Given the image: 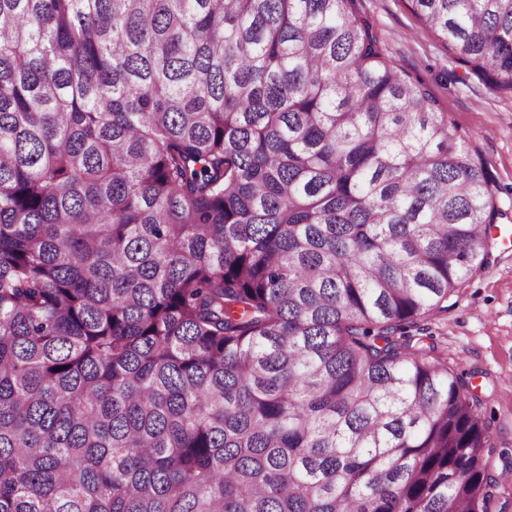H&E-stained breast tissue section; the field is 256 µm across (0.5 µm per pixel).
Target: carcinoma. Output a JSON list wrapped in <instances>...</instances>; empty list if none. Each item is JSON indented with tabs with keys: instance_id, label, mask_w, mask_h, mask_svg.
I'll list each match as a JSON object with an SVG mask.
<instances>
[{
	"instance_id": "cac0c4a2",
	"label": "carcinoma",
	"mask_w": 512,
	"mask_h": 512,
	"mask_svg": "<svg viewBox=\"0 0 512 512\" xmlns=\"http://www.w3.org/2000/svg\"><path fill=\"white\" fill-rule=\"evenodd\" d=\"M512 91V0H409ZM487 163L355 0H0V512H489L422 322Z\"/></svg>"
}]
</instances>
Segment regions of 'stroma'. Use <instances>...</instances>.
Returning <instances> with one entry per match:
<instances>
[{
	"instance_id": "obj_1",
	"label": "stroma",
	"mask_w": 512,
	"mask_h": 512,
	"mask_svg": "<svg viewBox=\"0 0 512 512\" xmlns=\"http://www.w3.org/2000/svg\"><path fill=\"white\" fill-rule=\"evenodd\" d=\"M386 57L421 80L447 112L451 131L483 158L495 178L498 227H512V95L490 93L429 32L407 0H356ZM428 332L464 374L481 402L496 450L494 473L512 471V244L495 242L492 256L459 288L447 315Z\"/></svg>"
}]
</instances>
